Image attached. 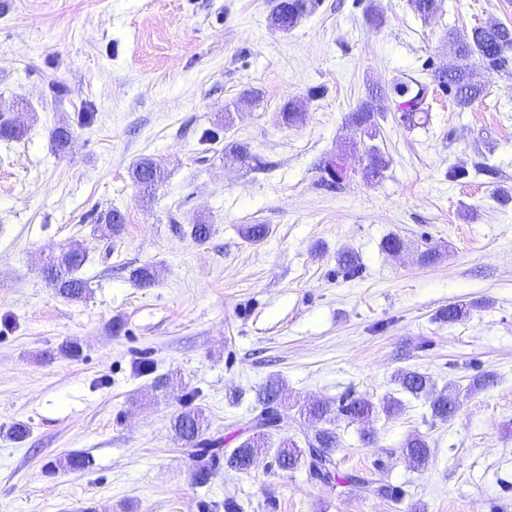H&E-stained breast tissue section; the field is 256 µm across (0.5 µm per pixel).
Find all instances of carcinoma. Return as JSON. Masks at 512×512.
I'll return each instance as SVG.
<instances>
[{
    "label": "carcinoma",
    "mask_w": 512,
    "mask_h": 512,
    "mask_svg": "<svg viewBox=\"0 0 512 512\" xmlns=\"http://www.w3.org/2000/svg\"><path fill=\"white\" fill-rule=\"evenodd\" d=\"M270 25L283 33L297 27L303 19L319 6V0H271ZM448 41L454 46L455 61L433 72L434 82L441 92L450 97L459 110L473 106L485 96V87L478 79L481 69L512 72V25L474 26L460 34L453 30L448 33ZM379 96L398 99L397 111L400 119L412 124L419 113L428 112L426 107L427 86L415 82L410 84L397 81L380 89ZM381 112L370 99L362 102L349 117L353 136L351 145L370 141L361 157L360 175L370 183H377L385 177L391 159L373 141L381 137ZM283 125L291 127L304 122L302 104L290 100L280 112ZM73 137L70 125L54 128L52 138L55 147L64 150ZM224 159L242 167L256 169L260 159L253 155L248 146L233 143L224 148ZM131 178L138 190V199L150 203L155 199L158 188L165 182L167 174L160 162L151 157L140 159L131 169ZM125 214L117 208H110L97 216L96 223L103 226L110 236H119L124 229ZM212 225L200 218L190 225L189 234L197 242L203 243L211 236ZM85 262L84 254L77 248L63 249L56 255L44 259L42 273L57 293L67 299H80L88 290L87 282L77 276L76 271ZM130 278L141 288L154 284L155 272L149 266L131 271ZM395 381L402 391L414 396H423L429 402L432 417L446 422L453 418L456 398L448 394V387L437 388L434 380L416 370L405 369L397 373ZM259 412L251 421L252 435L237 447L222 451L224 438L207 433L208 422L204 410L195 407L178 413L172 420L175 435L188 445L189 455L195 458L215 457L224 452V467L241 473L250 470L253 459L265 448L268 437L281 430L280 421L287 417L285 412V388L283 383L271 379L255 396ZM376 404L366 397H352L333 407L328 402L318 401L306 409L308 417L319 427L303 432L304 446L289 437L283 438L277 451L279 468L293 471L306 467L311 478L327 484L357 483L354 475H341L336 469L334 453L340 445L335 429L329 427L334 419L343 416L351 421L370 419L376 413ZM404 458L414 467L425 466L431 450L426 439L415 434L403 445ZM369 492L392 506L401 501V492L396 487L376 482Z\"/></svg>",
    "instance_id": "cac0c4a2"
}]
</instances>
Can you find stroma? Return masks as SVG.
Here are the masks:
<instances>
[{"label":"stroma","instance_id":"35a3bbf8","mask_svg":"<svg viewBox=\"0 0 512 512\" xmlns=\"http://www.w3.org/2000/svg\"><path fill=\"white\" fill-rule=\"evenodd\" d=\"M438 3L424 19L410 0H320L282 33L269 0H0V113L28 128L0 141V512H224L228 497L243 512H395L367 490L380 480L403 490L396 512H512V75L481 71L486 95L464 111L433 92L411 125L381 99L384 180H322L323 161L357 166L347 122L372 86L432 84L454 56L448 30L512 24V0ZM291 98L306 119L289 128L279 111ZM227 111L232 125L216 128ZM63 123L73 140L59 153ZM230 142L266 169L225 163ZM147 155L168 171L148 207L129 174ZM453 167L466 177L449 180ZM111 207L127 224L109 239L93 227ZM199 215L208 242L175 232ZM248 224L269 225L267 239L248 243ZM391 236L401 253L384 250ZM71 245L86 254L79 300L41 274ZM428 248L440 260L419 264ZM344 249L359 273L338 266ZM142 265L153 287L130 280ZM458 302L466 319H438ZM69 340L79 357L58 354ZM140 361L153 375L135 372ZM406 368L458 395L452 420L400 390ZM480 370L497 382L470 391ZM168 373L228 449L247 435L256 391L283 381L288 418L250 473L217 459L196 484L170 427L185 404L153 386ZM352 396L401 402L365 426L337 421V469L359 483L279 469L281 436L308 424L301 407ZM16 422L24 441L9 436ZM415 434L431 448L419 469L402 455ZM75 453L92 467L59 468Z\"/></svg>","mask_w":512,"mask_h":512}]
</instances>
